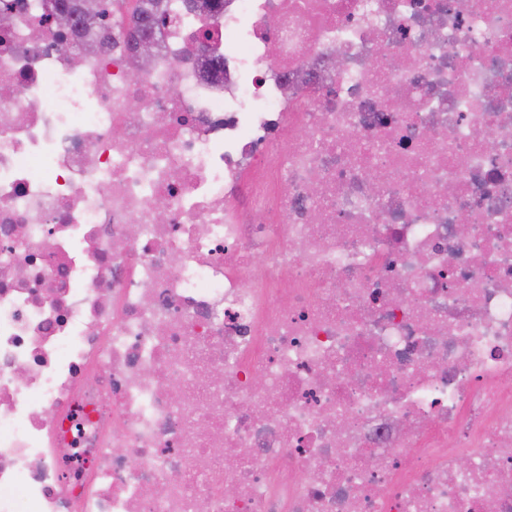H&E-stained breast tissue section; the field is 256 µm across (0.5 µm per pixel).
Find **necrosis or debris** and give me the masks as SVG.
<instances>
[{
	"mask_svg": "<svg viewBox=\"0 0 512 512\" xmlns=\"http://www.w3.org/2000/svg\"><path fill=\"white\" fill-rule=\"evenodd\" d=\"M10 2L0 512H512V0Z\"/></svg>",
	"mask_w": 512,
	"mask_h": 512,
	"instance_id": "necrosis-or-debris-1",
	"label": "necrosis or debris"
}]
</instances>
